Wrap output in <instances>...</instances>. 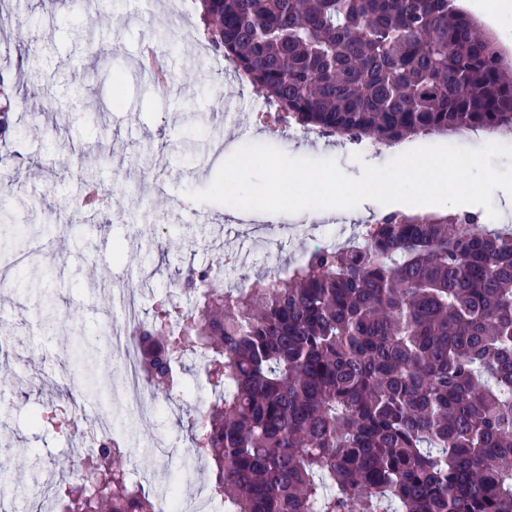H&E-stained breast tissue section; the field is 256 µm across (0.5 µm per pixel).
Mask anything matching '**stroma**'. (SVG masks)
Instances as JSON below:
<instances>
[{
    "label": "stroma",
    "instance_id": "obj_1",
    "mask_svg": "<svg viewBox=\"0 0 512 512\" xmlns=\"http://www.w3.org/2000/svg\"><path fill=\"white\" fill-rule=\"evenodd\" d=\"M23 22L0 23V73L11 90L15 133L4 147L16 159L0 177V208L14 221L0 224V253H11L42 229L39 266L0 265V464L7 512H34L33 482L20 461L36 450L43 482L63 491L82 470V429L37 424L36 416L64 410L105 411L129 466L157 491L178 485L185 473L209 474L189 451V434L156 395L150 421L134 412L121 389L119 371L97 368L93 395L79 404L64 389L84 386L72 340L109 335L124 290L135 289L147 317L188 266H213L225 288L240 276L257 277L299 262L313 239L326 232L346 238L367 224L400 211L414 215L477 216L482 227L512 225V198L495 191L498 218L476 205L408 206L363 202L336 211L328 224L317 216L280 213L258 220L225 222L221 204L188 198L210 185L224 154L250 144L275 147L292 157L332 158L345 174L360 176L363 164L381 166L397 156L364 154L340 138L306 139L291 130L275 132L259 123L265 97L251 84L215 67L202 46L201 0H25ZM153 44L172 66L171 94L156 92L138 71L139 48ZM107 51L93 59L90 51ZM112 191L111 224L94 229L72 201L89 180ZM199 220L187 222L190 212ZM245 254L244 271L220 265L228 253Z\"/></svg>",
    "mask_w": 512,
    "mask_h": 512
}]
</instances>
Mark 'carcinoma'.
Listing matches in <instances>:
<instances>
[{
    "label": "carcinoma",
    "mask_w": 512,
    "mask_h": 512,
    "mask_svg": "<svg viewBox=\"0 0 512 512\" xmlns=\"http://www.w3.org/2000/svg\"><path fill=\"white\" fill-rule=\"evenodd\" d=\"M210 45L277 111L332 136L512 130V80L455 0H202ZM210 269L139 332L145 380L190 416L224 512H512V229L395 216L228 292ZM61 512H156L105 442ZM183 379L186 382V386L198 385V394L194 390H192L185 395V399L187 402H196L198 396L204 402H206L208 399L210 400L211 391L206 384L204 373L197 371L193 366H189L185 371V374L183 375ZM200 407L201 405L196 402L193 405V407H191L192 411H190V413L195 412V410H197Z\"/></svg>",
    "instance_id": "obj_1"
}]
</instances>
